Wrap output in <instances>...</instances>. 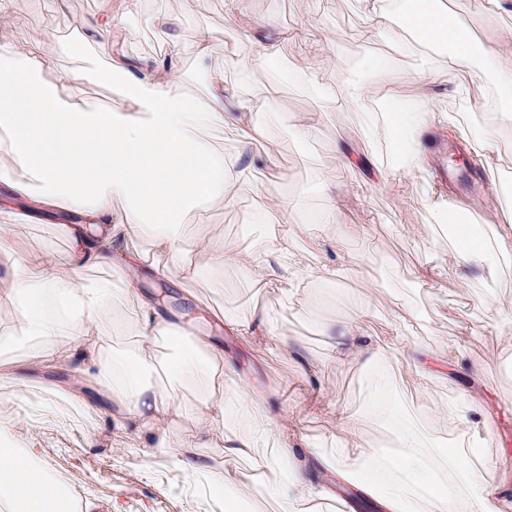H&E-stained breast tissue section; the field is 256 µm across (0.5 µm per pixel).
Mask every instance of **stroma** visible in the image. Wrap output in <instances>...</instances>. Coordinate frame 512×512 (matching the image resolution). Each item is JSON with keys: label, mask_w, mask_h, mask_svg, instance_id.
I'll use <instances>...</instances> for the list:
<instances>
[{"label": "stroma", "mask_w": 512, "mask_h": 512, "mask_svg": "<svg viewBox=\"0 0 512 512\" xmlns=\"http://www.w3.org/2000/svg\"><path fill=\"white\" fill-rule=\"evenodd\" d=\"M99 5L100 0H68L61 11L53 0H41L22 24L0 31V37L19 45H41L47 58L45 75L52 79L75 67L63 46L75 37L80 20L97 15ZM225 5L226 0H142L127 48L136 55L166 56L175 41H190L204 28L228 55L243 59L257 50L247 31L273 25L283 35L274 65L286 78L277 92L279 122L259 119V132L251 141L249 154L259 161L254 178L262 182L275 175L280 193L301 200L310 212L324 202L320 185H333L336 204L347 214L349 225L329 224L317 234L297 216L284 214L298 245V260L332 272L328 279L312 280L304 295L291 303L259 282L242 278L231 266L182 288L153 279L145 282V289L165 291L161 310L172 321L198 335L218 336L225 356L237 363L252 389L268 395L272 410L285 405L294 409L292 424L299 445L326 456L336 455L341 446L338 413L357 416L356 436L390 454L398 445L391 413L409 404L417 419L424 420L448 400L447 384L436 381L428 390H420L412 367L404 361L385 358L368 368L329 360L320 319L344 322L351 303L370 292L361 334L431 353L439 374L447 371L459 351L482 364V380L471 392L483 400L495 426L483 450L512 453V275L486 268L468 270L462 279L449 274L447 231L428 219L420 186L402 165L392 162L390 134L354 139L353 130L362 116L352 102L341 101L335 111L323 114L308 137L296 133L315 107L299 75L301 69L324 70L340 88L361 73L367 52L387 51V43L368 45L359 38L365 18L356 0H245L233 25L225 22ZM159 14L183 16L177 35L152 24V17ZM391 66L396 101H415L421 92L415 75L428 71L435 75L436 104L457 113L474 130L484 127L488 120L484 107L492 98L493 82L483 67L463 76L438 51L426 57L397 53ZM340 136L351 140L353 168L342 166L333 152V142ZM268 157L274 162L270 170L261 164ZM471 171L486 173L487 187L469 193L459 182L448 181L449 200L465 221L495 234L499 225L512 224L505 190L512 185V131H502L489 158ZM357 180L366 188L355 195L349 187ZM269 234V225L255 222L251 193L244 186L232 189L224 202L191 216L183 229L186 241L206 238L228 251L260 248ZM44 240L53 241L56 261L69 262V242L54 224L17 222L4 245L31 259ZM254 302L277 319L286 342L258 331L221 332L210 318L213 308L228 319L250 317ZM375 372L384 377L392 397L388 413L367 418L363 415L366 385ZM51 377L61 387L54 399H47L43 386L30 380L20 382L12 395L0 397V422H15L13 442L31 450L76 488L77 506L91 501L96 512H212L216 499L212 485L220 483L225 473L251 467L249 460L225 457L220 448L209 449L211 476L204 485L183 465L191 449H183L178 460L156 453L147 433L132 434L126 447L114 446L110 413L88 416L69 396L75 387L95 394L101 384L91 377L72 384L62 370ZM47 401L52 404L49 418L23 423L24 414L40 410Z\"/></svg>", "instance_id": "stroma-1"}]
</instances>
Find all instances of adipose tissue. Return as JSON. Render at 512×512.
Masks as SVG:
<instances>
[{
  "instance_id": "obj_1",
  "label": "adipose tissue",
  "mask_w": 512,
  "mask_h": 512,
  "mask_svg": "<svg viewBox=\"0 0 512 512\" xmlns=\"http://www.w3.org/2000/svg\"><path fill=\"white\" fill-rule=\"evenodd\" d=\"M140 2L101 0L97 20L80 32L78 56L91 47L111 45L107 63L89 74L120 85L126 99L120 112L80 105L78 86L89 75L84 69L65 72L62 84L69 92L61 94L60 84L42 78L46 59L39 47L0 40V184L11 198L25 201L28 214L62 212L82 219L79 225L64 227L69 264L57 263L45 246L39 247V258L32 263L0 248V269L10 280L9 288L0 291V309L15 315L13 327L0 335V345L17 336H34L43 346L42 363L78 358L77 372H94L112 396L117 439L127 437L132 421L156 436V448L163 454L218 445L225 457L252 459L256 470L287 472V482L273 487L272 493L286 512H303L325 493L307 476L310 457L295 453L288 409L270 415L265 400L248 391L242 375L225 363L223 352L205 339H195L177 362H160L152 351L155 343L179 344L181 333L137 288L145 267L155 277L174 273L188 284L204 272L234 265L288 297L302 293L314 278L308 268L289 275L277 270L276 261L295 251L285 234L261 250L231 253L205 240L186 246L180 234L192 211L223 201L228 190L240 185L252 186L259 223H280L284 210H296V203L285 202L273 182L254 184L252 163L225 154L211 141L216 135L248 147L256 132L254 118L273 110L276 89L268 87L263 97L251 98L227 85L224 55L204 30L191 41L177 43L165 60L129 55L113 39L119 33L132 35L131 20ZM356 2L366 19L365 41L384 39L400 50L444 46L449 64L465 73L474 57H481L497 77L500 103L491 108L486 131L472 133L455 114L435 105L434 80L426 75L420 100L400 109L390 103L393 76L388 66L369 59L362 75L340 90L329 85L322 72H307L306 84L318 112L334 111L343 97L363 114V137L374 138L383 130L404 137L405 169L422 188L424 209L457 229L448 246L449 268L484 267L495 256H507L512 231L499 236L492 250L478 225L457 222L455 208L433 184L422 136L451 127L472 156L483 158L493 150L497 134L512 129V30L476 44L471 35L483 27L484 11L453 21L431 0H407L408 24L425 35L417 45L395 28L388 0ZM185 56L193 59L194 70L182 67ZM379 101L388 104L380 122L373 115ZM19 168L24 177L16 176ZM89 265L106 268L107 277L86 284L81 272ZM117 306L123 309V322L140 327L143 342L137 357L101 355L102 338L110 327L106 316ZM324 335L332 362L365 365L387 355L412 364L419 387H427L432 377L410 350L360 334L357 318H347L341 328L326 322ZM160 372L165 382H153ZM198 377L211 389L189 408L196 425L188 433L171 431L169 421L188 409L175 388ZM448 386L456 396L439 408V416L452 418L473 445L483 444L487 421L481 407L469 394L457 392L456 381ZM232 403L250 415L249 433L226 426L224 411ZM395 426L399 450L393 470H386L382 457L360 440L350 438L345 445L364 465L359 489L371 497L378 512H499L504 490L489 474L500 468L501 456L444 450L431 444L424 429L412 421L399 420ZM439 473L447 475V483H434ZM0 497L13 512H62L65 498L63 484L25 449L6 440L1 429Z\"/></svg>"
}]
</instances>
